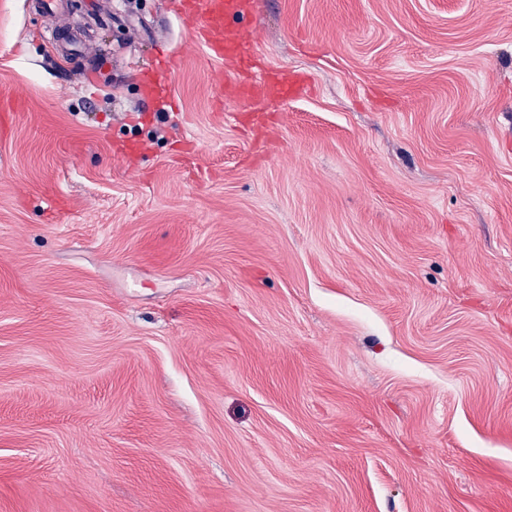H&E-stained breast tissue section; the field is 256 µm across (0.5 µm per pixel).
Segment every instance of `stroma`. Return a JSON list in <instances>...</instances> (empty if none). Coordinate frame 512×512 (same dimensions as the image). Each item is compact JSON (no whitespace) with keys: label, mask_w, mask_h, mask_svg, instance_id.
<instances>
[{"label":"stroma","mask_w":512,"mask_h":512,"mask_svg":"<svg viewBox=\"0 0 512 512\" xmlns=\"http://www.w3.org/2000/svg\"><path fill=\"white\" fill-rule=\"evenodd\" d=\"M181 2L0 0V512H512V0ZM251 0H187L185 19L196 24L198 39L205 44L211 55L220 59H240L252 43L243 30L229 25V17L249 14ZM224 91L227 96H236L258 103L272 95L288 96V79L282 80L279 85H276L272 84L264 74L249 79L247 83H241L233 76L219 85L220 95H223Z\"/></svg>","instance_id":"obj_1"}]
</instances>
